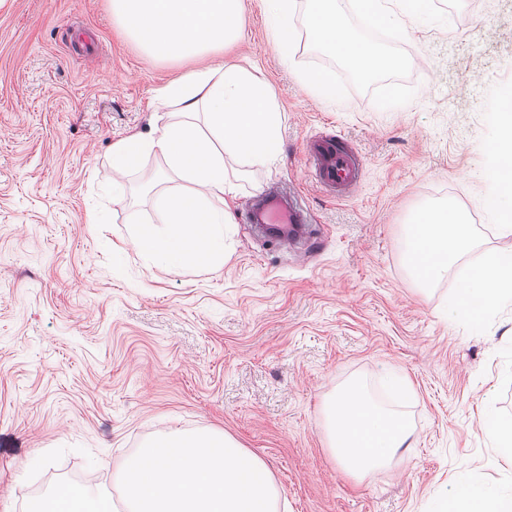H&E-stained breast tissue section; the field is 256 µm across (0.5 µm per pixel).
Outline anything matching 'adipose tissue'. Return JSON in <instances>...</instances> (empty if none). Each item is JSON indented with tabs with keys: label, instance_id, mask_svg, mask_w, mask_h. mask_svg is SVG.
Returning a JSON list of instances; mask_svg holds the SVG:
<instances>
[{
	"label": "adipose tissue",
	"instance_id": "ef3b65f1",
	"mask_svg": "<svg viewBox=\"0 0 512 512\" xmlns=\"http://www.w3.org/2000/svg\"><path fill=\"white\" fill-rule=\"evenodd\" d=\"M306 26L313 43L371 76L395 67L396 59L355 38L345 26L347 0H309ZM112 11L129 35L159 58L184 61L215 54L237 41L245 28L243 0H112ZM182 109L152 135L134 136L112 147L119 172L160 156L183 187L158 192L162 226L144 225L135 243L157 265L217 264L224 259V228L234 215L226 200L240 192L241 168L263 167L280 151L283 114L265 79L238 66L218 63L185 72L159 92ZM499 133L487 152L491 191L485 202L499 236L512 237V94L495 101ZM234 159L239 172H228ZM405 257L422 287L447 277L449 268L476 244L474 230L447 207L418 211L404 227ZM512 297V254L472 266L449 303L453 312L481 320L502 299ZM326 427L334 456L358 475L387 466L414 432L402 416L378 406L353 382L326 404ZM457 512H512V492L494 494L477 483L456 485Z\"/></svg>",
	"mask_w": 512,
	"mask_h": 512
}]
</instances>
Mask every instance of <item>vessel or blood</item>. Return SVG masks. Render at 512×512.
<instances>
[{
	"instance_id": "1",
	"label": "vessel or blood",
	"mask_w": 512,
	"mask_h": 512,
	"mask_svg": "<svg viewBox=\"0 0 512 512\" xmlns=\"http://www.w3.org/2000/svg\"><path fill=\"white\" fill-rule=\"evenodd\" d=\"M305 150L315 166L318 184L326 193L345 197L356 190L362 163L352 147L337 137L320 136L309 139ZM247 221L268 227L286 224L299 230L307 224L301 208L287 201L285 191L277 187L253 201Z\"/></svg>"
}]
</instances>
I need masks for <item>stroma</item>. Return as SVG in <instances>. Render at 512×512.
<instances>
[{
  "label": "stroma",
  "mask_w": 512,
  "mask_h": 512,
  "mask_svg": "<svg viewBox=\"0 0 512 512\" xmlns=\"http://www.w3.org/2000/svg\"><path fill=\"white\" fill-rule=\"evenodd\" d=\"M430 3L438 22L375 41L407 64L374 87L311 44L307 0H294L288 56L262 0H244V37L184 62L144 51L111 0H0V512H25L60 479L117 493L122 464L169 429L231 435L288 512H433L459 481L512 488L492 426L512 420V300L480 322L448 311L472 265L512 251L482 206L488 104L512 87V0ZM220 60L260 69L282 153L243 180L222 264L156 266L133 231L164 222L155 181L182 183L156 156L118 174L112 147L165 121L160 88ZM319 135L363 158L347 198L316 182L304 145ZM281 182L317 243L278 245L247 224L259 189ZM445 204L479 245L423 288L402 229ZM351 382L414 428L413 447L359 479L325 423Z\"/></svg>",
  "instance_id": "1"
}]
</instances>
